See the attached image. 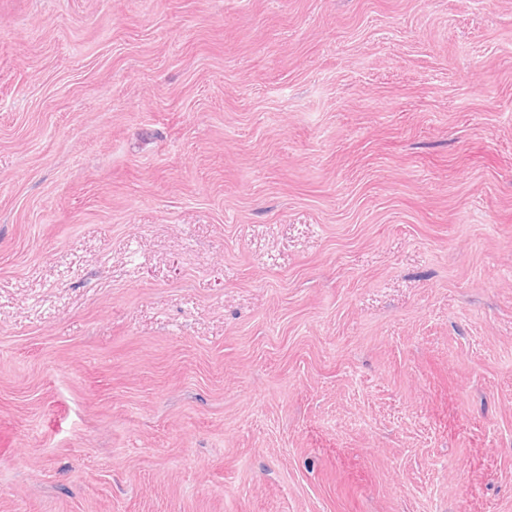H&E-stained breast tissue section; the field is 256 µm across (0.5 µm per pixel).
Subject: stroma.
Here are the masks:
<instances>
[{
	"label": "stroma",
	"mask_w": 512,
	"mask_h": 512,
	"mask_svg": "<svg viewBox=\"0 0 512 512\" xmlns=\"http://www.w3.org/2000/svg\"><path fill=\"white\" fill-rule=\"evenodd\" d=\"M0 512H512V0H0Z\"/></svg>",
	"instance_id": "1"
}]
</instances>
